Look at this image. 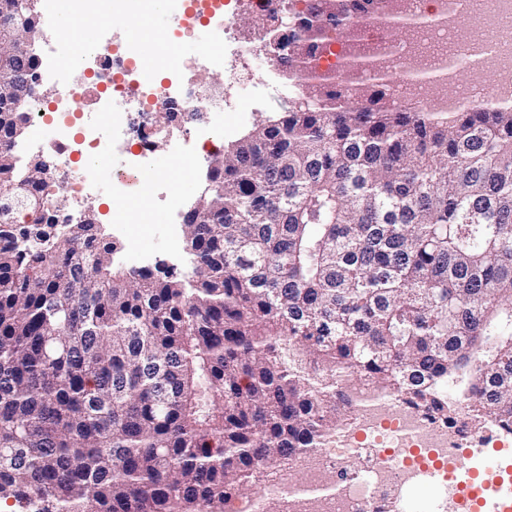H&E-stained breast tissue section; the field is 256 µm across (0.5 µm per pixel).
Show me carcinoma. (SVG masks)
<instances>
[{
  "mask_svg": "<svg viewBox=\"0 0 512 512\" xmlns=\"http://www.w3.org/2000/svg\"><path fill=\"white\" fill-rule=\"evenodd\" d=\"M366 10L285 0L246 19L298 92L211 159L187 288L115 265L90 214L49 221L44 163L12 149L24 88L0 86V188L23 186L30 215L26 231L0 202V504L224 512L343 424L340 370L440 417L454 388L475 419L512 421V102L392 107L354 47L344 80L374 79L347 106L314 61Z\"/></svg>",
  "mask_w": 512,
  "mask_h": 512,
  "instance_id": "1",
  "label": "carcinoma"
}]
</instances>
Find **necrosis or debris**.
Segmentation results:
<instances>
[{
  "label": "necrosis or debris",
  "instance_id": "1",
  "mask_svg": "<svg viewBox=\"0 0 512 512\" xmlns=\"http://www.w3.org/2000/svg\"><path fill=\"white\" fill-rule=\"evenodd\" d=\"M241 2L198 0L195 13L213 25L217 44L201 56L177 58L178 72L223 63L221 47L235 40ZM400 8L409 15L429 10L440 18L451 12L469 17L475 31L487 35L488 41L477 53L468 44H449L448 25L416 30L412 45L365 31L363 49L395 73L391 85L395 104L467 108L488 89L482 76L490 69L501 75L491 88L496 101L512 99V0H480L475 10L463 0H401ZM413 52L421 68L452 64L468 72L470 79L443 86L418 80L405 66ZM86 56L96 65L92 81H72L70 56L60 53L49 65L59 87L52 112H45L40 102L30 104L32 124L53 131L48 146L57 158V170L49 193L76 202L90 196L94 187L91 171L78 167L77 157L107 155L123 147L127 160L113 179L118 187H126L129 174L143 169L154 150L158 129L153 113L174 106L192 116L210 111L212 101L225 95L221 86L198 92L179 82L160 88L145 84L122 52L109 54L93 47ZM134 112L144 117L136 127L128 120ZM344 395L349 416L343 428L331 434L323 447L290 458L254 496L227 499L226 512H395L408 486L450 471L470 449L512 447V428L494 422L476 425L462 400L456 403L454 418L446 420L366 385L345 389ZM330 476L336 485L328 493L324 487Z\"/></svg>",
  "mask_w": 512,
  "mask_h": 512
}]
</instances>
